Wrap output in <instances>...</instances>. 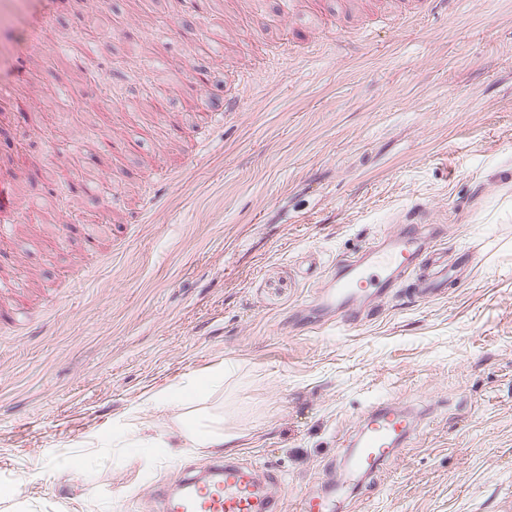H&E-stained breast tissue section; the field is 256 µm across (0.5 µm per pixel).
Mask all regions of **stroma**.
<instances>
[{
  "label": "stroma",
  "instance_id": "35a3bbf8",
  "mask_svg": "<svg viewBox=\"0 0 512 512\" xmlns=\"http://www.w3.org/2000/svg\"><path fill=\"white\" fill-rule=\"evenodd\" d=\"M212 0L200 14L153 0L102 32L96 76L71 41L98 24L85 0H17L0 38V173L30 213L0 237V485L17 512H145L155 484L221 449H184L167 418L162 465L112 445V426L188 375L230 364L221 391L180 406L238 434L230 456L281 476L284 512L333 472L370 405L429 408L414 443L344 512H512V0ZM48 27L23 65L13 46ZM210 27L212 49L191 42ZM241 100L203 130L187 109ZM170 87L165 125L113 155L106 124L134 130L147 76ZM74 167L112 175L96 195L46 194ZM401 224H437L459 270L445 297L401 288L360 326L310 324L334 264Z\"/></svg>",
  "mask_w": 512,
  "mask_h": 512
}]
</instances>
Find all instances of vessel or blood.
<instances>
[{
  "label": "vessel or blood",
  "instance_id": "b4317fda",
  "mask_svg": "<svg viewBox=\"0 0 512 512\" xmlns=\"http://www.w3.org/2000/svg\"><path fill=\"white\" fill-rule=\"evenodd\" d=\"M190 108L197 128L202 129L223 121L225 113L239 111L240 102L227 100L223 111L215 112L195 99ZM23 208L11 185L0 180V233L17 223ZM415 271L421 277L412 297L431 300L444 294L451 269L447 254L436 245L435 229L403 224L353 259L338 262L330 281L315 290V305L335 313L342 325L354 326L364 298L383 297ZM421 420V414L401 406L371 405L336 461L338 477L321 491L305 492L299 512H341L352 486L371 479L396 449L409 445L418 435ZM278 481L275 471L219 458L205 475L185 472L175 492L156 487L150 498L163 512H282V498L271 490Z\"/></svg>",
  "mask_w": 512,
  "mask_h": 512
}]
</instances>
